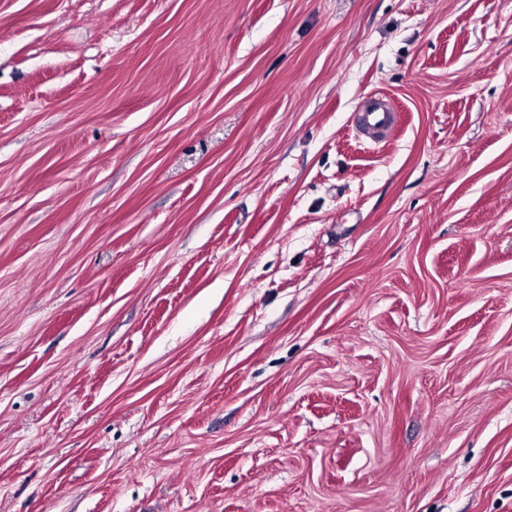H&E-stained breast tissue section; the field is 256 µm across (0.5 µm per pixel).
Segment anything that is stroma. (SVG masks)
I'll return each instance as SVG.
<instances>
[{
    "mask_svg": "<svg viewBox=\"0 0 512 512\" xmlns=\"http://www.w3.org/2000/svg\"><path fill=\"white\" fill-rule=\"evenodd\" d=\"M0 512H512V0H0ZM394 124V112L387 100L379 95H372L364 106L357 130L365 138L377 142L390 135Z\"/></svg>",
    "mask_w": 512,
    "mask_h": 512,
    "instance_id": "stroma-1",
    "label": "stroma"
}]
</instances>
